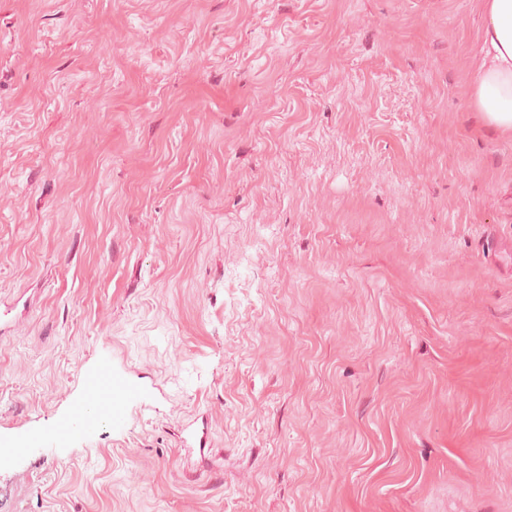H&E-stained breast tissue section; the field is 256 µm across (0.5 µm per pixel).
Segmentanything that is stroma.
I'll return each instance as SVG.
<instances>
[{
    "mask_svg": "<svg viewBox=\"0 0 512 512\" xmlns=\"http://www.w3.org/2000/svg\"><path fill=\"white\" fill-rule=\"evenodd\" d=\"M482 0H0V512H512V136ZM208 414L211 446L180 445ZM482 63L473 73V102L486 123L512 134V0H484ZM102 372L99 369L84 375V393L71 410L56 422L52 433L55 440L86 436L106 421L112 427L127 423L129 406L142 397V388L135 380L114 372L112 382H107L102 378ZM90 388H96L99 396H89L86 392ZM49 443V438L41 430H31L28 434L20 437L16 442L10 444L9 448H0L2 452L15 455H27L36 448H43Z\"/></svg>",
    "mask_w": 512,
    "mask_h": 512,
    "instance_id": "stroma-1",
    "label": "stroma"
}]
</instances>
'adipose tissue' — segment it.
Wrapping results in <instances>:
<instances>
[{"label": "adipose tissue", "instance_id": "1", "mask_svg": "<svg viewBox=\"0 0 512 512\" xmlns=\"http://www.w3.org/2000/svg\"><path fill=\"white\" fill-rule=\"evenodd\" d=\"M482 63L473 102L493 129L512 134V0H485Z\"/></svg>", "mask_w": 512, "mask_h": 512}]
</instances>
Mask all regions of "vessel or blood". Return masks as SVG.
<instances>
[{"instance_id": "1", "label": "vessel or blood", "mask_w": 512, "mask_h": 512, "mask_svg": "<svg viewBox=\"0 0 512 512\" xmlns=\"http://www.w3.org/2000/svg\"><path fill=\"white\" fill-rule=\"evenodd\" d=\"M83 384L85 395L73 404L66 415L58 419L52 434L40 430L30 431L10 444L9 453L26 455L45 447L53 438L85 436L106 421L115 427L123 425L129 419L130 405L142 396V388L135 380L116 375L107 381L98 370L86 373Z\"/></svg>"}]
</instances>
